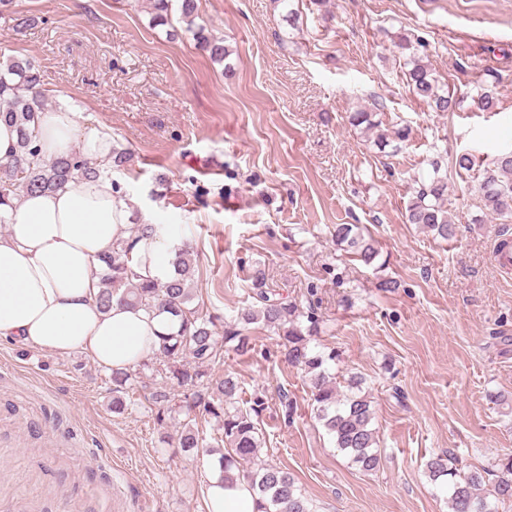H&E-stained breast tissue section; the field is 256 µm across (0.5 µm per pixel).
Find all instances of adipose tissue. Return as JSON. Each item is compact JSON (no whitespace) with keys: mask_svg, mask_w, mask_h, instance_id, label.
Here are the masks:
<instances>
[{"mask_svg":"<svg viewBox=\"0 0 512 512\" xmlns=\"http://www.w3.org/2000/svg\"><path fill=\"white\" fill-rule=\"evenodd\" d=\"M38 140L44 159L74 149L104 172L54 192L23 194L9 208L7 231L0 235V339L59 355L85 351L109 370L132 368L159 349L171 317L118 305L105 312L96 302L102 260L132 230V208L118 200L109 173L112 137L81 131L75 110L57 108L40 113ZM136 250L141 278H170L172 243L143 238ZM204 504L205 512H260L245 483L222 481L216 473Z\"/></svg>","mask_w":512,"mask_h":512,"instance_id":"ef3b65f1","label":"adipose tissue"}]
</instances>
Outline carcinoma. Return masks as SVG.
<instances>
[{"label":"carcinoma","mask_w":512,"mask_h":512,"mask_svg":"<svg viewBox=\"0 0 512 512\" xmlns=\"http://www.w3.org/2000/svg\"><path fill=\"white\" fill-rule=\"evenodd\" d=\"M152 23L164 25L171 15L172 0H150ZM196 0H181V21L202 50L215 61L228 56L224 42L206 33L195 23ZM397 47L405 55L403 76L412 93L426 102L435 112H454L458 99L443 91L432 69L423 60L421 40L402 38ZM44 75L40 67L28 59L12 58L0 62V121L17 127L18 151L5 163H0V224L9 223L6 208L20 200L24 192L52 191L64 187L75 177L91 179L98 176L99 165L81 157L74 150L50 161L40 158L41 149L35 129L38 114L48 109L43 95ZM350 125L375 135V143L384 148L392 141L409 139L407 124L383 123L377 105L362 107L348 116ZM433 173L418 174L417 187L406 207L409 224L426 230L434 237L448 240L455 237L456 221L446 206L448 177ZM479 191L484 207L498 216L502 223H512V149L500 150L489 160ZM162 228L154 224L137 225V234L120 241L106 259L107 272L102 277L97 302L107 310L113 303L137 308L168 311L176 322L171 332L162 337L155 372L167 382L150 392L157 406L156 419L166 418L180 410L186 411V422L177 430L178 447L190 451L204 447L203 438L194 428L201 416L221 423L219 452L221 477L230 472L246 481L254 495L263 503V512H312L309 501L295 478L275 463L259 459L263 433L258 418L265 402L256 397L241 399L243 388L232 374L215 382L207 379L204 367L221 358L222 352L245 355L254 350L249 325L261 323L272 329L282 340L285 360L300 366L308 377L311 406L337 451L349 458L359 471L371 474L379 468L376 430L373 428L372 401L361 388L356 376L348 379V391L340 389L336 377L328 373L327 365L338 358L336 351L316 350L310 346L318 333L314 313H302L298 306L276 297L268 285L266 270L257 267L251 275L256 304L245 308L238 323L224 327V347L218 346L214 318L206 316L192 302V266L189 250L174 253V275L166 282L139 280L134 270L137 259L134 248L140 238L157 236ZM337 249L366 267L374 265L379 250L370 232L359 224H338L333 230ZM134 370L112 371L113 403H123L121 394L133 380ZM248 468H243V465ZM430 481L448 494L449 512H499V506L512 502V455L494 465L495 480L486 488L483 472H462L448 465V457L433 456L425 464Z\"/></svg>","instance_id":"obj_1"}]
</instances>
